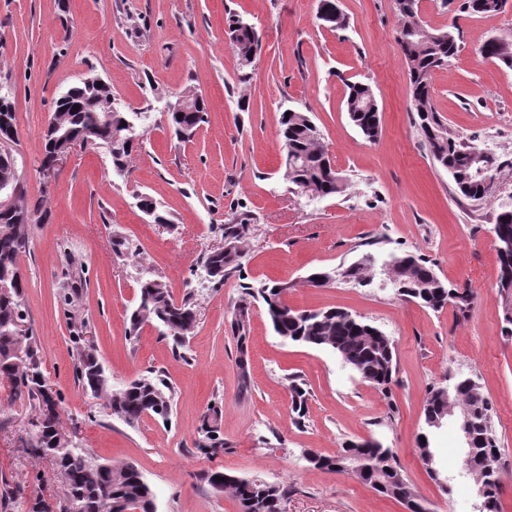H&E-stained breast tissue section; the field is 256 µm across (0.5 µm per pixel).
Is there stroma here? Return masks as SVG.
<instances>
[{
    "label": "stroma",
    "mask_w": 512,
    "mask_h": 512,
    "mask_svg": "<svg viewBox=\"0 0 512 512\" xmlns=\"http://www.w3.org/2000/svg\"><path fill=\"white\" fill-rule=\"evenodd\" d=\"M459 0H422L432 29L459 22L457 56L432 78L433 98L448 127L467 143L507 160L494 192L482 202L458 195L414 125L406 64L395 40L394 0H340L342 29L317 18L318 0H0V93L16 113L22 192L35 211L26 271L27 324L40 341L42 370L63 403L70 447L95 458L130 462L154 492L156 512H241L236 499L206 476L224 471L286 487L283 512H404L354 476L310 467L308 451L333 455L349 440L372 438L393 449L404 478L433 512H476L469 479L460 476L463 448L447 422L432 439L450 490L431 479L415 453L422 407L431 386L455 374L472 376L493 402L501 440V502L512 512V337L501 334L498 258L493 225L512 200V70L481 56L492 37L512 41V0L501 13L458 17ZM256 28L261 43L252 68L240 70L227 30L230 18ZM111 88L118 105L141 113L143 145L133 170L117 174L106 149L74 153L51 187L38 174L42 133L56 99L86 75ZM369 84L381 136L368 142L345 110L348 86ZM193 89L208 102L205 123L176 144L166 109ZM309 113L347 188L309 198L282 178L278 119L285 109ZM151 196L172 221L165 227L136 206ZM253 214L239 272L223 286L200 283L203 252L219 242L216 225L232 213ZM139 248L119 256L116 238ZM414 254L434 263L449 286L475 294L466 314L435 312L404 301L383 274L367 286L342 280L308 286L332 270L373 255ZM81 265L70 282L68 261ZM161 276L175 298L192 295L198 324L186 361L172 341L144 327L126 333V312L145 273ZM289 283L295 309L346 308L390 336L397 372L390 400L326 350L284 341L260 299L249 302L251 386L242 389L232 329L243 285ZM71 305H63V294ZM97 350L114 387L152 369L176 389L169 423L143 419L128 427L93 398L74 375L71 330ZM308 391L304 426H296L288 378ZM223 401L226 451L195 446L213 392ZM0 386V478L23 484L25 497L61 506V482L49 460L23 450L29 404L7 405ZM43 472V486L29 475Z\"/></svg>",
    "instance_id": "stroma-1"
}]
</instances>
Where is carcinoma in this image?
<instances>
[{"label": "carcinoma", "mask_w": 512, "mask_h": 512, "mask_svg": "<svg viewBox=\"0 0 512 512\" xmlns=\"http://www.w3.org/2000/svg\"><path fill=\"white\" fill-rule=\"evenodd\" d=\"M506 0H462L460 11L468 14L490 15L502 10ZM401 17L396 42L407 66L411 111L415 124L432 159L451 175L456 190L464 198L480 202L488 193L482 188V178L474 171V159L481 156L486 175L496 179L502 168L497 156L463 142L453 135L441 117L431 90L434 71L448 64L459 51L460 29L453 24L446 29H429L419 15V0H395ZM251 25L233 18L229 35L240 68L253 65L249 56L256 55L250 37ZM480 54L501 66L512 69V43L498 40L486 42ZM346 112L350 121L365 138L374 142L380 134V114L372 89L363 83L348 86ZM206 104L195 103L184 112L168 113V123L174 136L182 141L192 137L205 122ZM128 113L114 107L111 88L92 82L76 84L67 94L59 97L50 116V123L60 130L44 134L41 165L45 166L53 154L63 150L65 143L58 136L65 133L70 140L82 139L95 148H104L112 158L113 168L127 171L139 145L128 137ZM280 152L284 157L283 178L300 191L320 198L345 192L343 179L336 178L332 161L320 144V134L306 112L293 109L281 113L279 129ZM137 207L153 217L157 224H171L167 215L158 209L156 201L148 195L137 196ZM252 218L241 213L219 227L224 241L223 249H209L202 256V265L208 267L213 283L224 285V279L241 266L244 255L242 242ZM33 214L23 202L9 213H0V383H8L10 402L28 399L37 411L30 421L32 438L24 448L26 454L53 459L61 476L65 499L73 501L78 512H125L140 509L153 512V492L140 470L132 463L99 462L93 455L79 450H56L53 442L61 432L59 404L61 396L48 383L44 375L39 350L40 342L31 329L18 330L17 324L26 321V279L20 258L28 248ZM499 259V318L501 333L512 336V205L499 206L494 224ZM394 272L402 281L400 296L421 306L438 311L448 305L462 313L469 311L473 294L466 288H450L435 271L434 265L421 256L410 254L395 256ZM349 282L363 284L374 275V269L360 260L341 267ZM246 295L260 296L266 313H278L273 330L286 340L302 345L326 349L346 363L358 366L363 381L372 385L385 399L392 396V385L397 369V354L393 342L378 337L377 328L351 312L340 309L295 311L284 302L288 284L273 281L259 288L245 287ZM248 307L239 306L237 325V367L241 386L250 385L247 351L246 317ZM129 337H138L143 326L151 324L163 328L161 334L170 336L173 346L184 345L197 324V311L192 297L178 301L168 285L155 275L139 281L135 307L128 313ZM76 376L83 387L96 398L106 402L112 414L127 426L134 427L145 412L164 422L173 411L174 387L160 371L143 375L116 390L112 377L100 372L98 357L88 341L76 347ZM457 392L451 398L443 396L440 387L429 389L423 404V419L448 409L452 405L470 414L471 446L469 455L474 460L493 462V469L485 475L486 494L481 500L482 512H500V442L495 429L496 410L481 392L478 382L462 374L454 378ZM288 390L291 410L297 419L305 418L307 390L303 383L293 379ZM223 400L214 401L201 419L200 432L204 442L198 448L206 454L225 450L219 421ZM346 454L352 458L351 475L369 486L380 496L403 501L413 497L402 474L398 457L389 448L380 454L375 448H358L348 442L336 455L314 453L312 467L332 471ZM223 478L219 482L215 477ZM212 487L232 492L241 512H279L285 489L278 485L258 484L234 474L215 471L207 475Z\"/></svg>", "instance_id": "cac0c4a2"}]
</instances>
